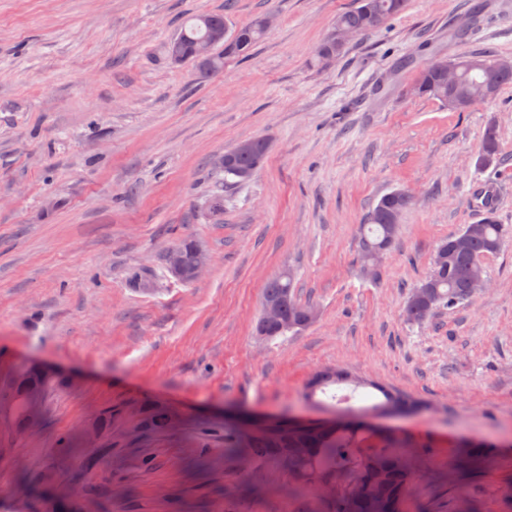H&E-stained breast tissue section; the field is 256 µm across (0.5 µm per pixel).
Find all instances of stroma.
<instances>
[{
  "mask_svg": "<svg viewBox=\"0 0 512 512\" xmlns=\"http://www.w3.org/2000/svg\"><path fill=\"white\" fill-rule=\"evenodd\" d=\"M357 0H0V383L14 367L55 368L61 387L23 436L0 428V512H47L73 495L86 512H304L273 462L251 476L224 455L225 415L296 422L381 401L378 415L417 449L405 512H512V236L485 256L484 290L423 324L403 318L443 240L484 214L471 191L492 183L512 228V84L468 112L411 90L398 69L420 49L512 59V0H409L407 10L324 66L314 49ZM223 13L229 29L272 15L244 59L205 79L172 65L167 41L188 15ZM468 28L449 42L448 32ZM501 158L477 163L488 126ZM269 143L247 183L215 161L240 141ZM412 203L376 277L361 271L360 226L380 198ZM223 195L224 213L209 201ZM184 239L210 256L193 283L166 255ZM295 273L318 310L305 331L254 333L268 280ZM155 279L132 288L131 270ZM369 380L308 398L321 369ZM161 402L178 419L140 428ZM116 409L96 468L60 457L59 439ZM497 445L495 465L451 483L465 441ZM26 477L37 495L17 497ZM379 392L383 395L384 401L375 404L372 408L377 411H388L391 409H399L407 414L415 412L416 404L408 397L393 393L384 387H380Z\"/></svg>",
  "mask_w": 512,
  "mask_h": 512,
  "instance_id": "obj_1",
  "label": "stroma"
}]
</instances>
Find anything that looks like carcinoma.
Listing matches in <instances>:
<instances>
[{
    "mask_svg": "<svg viewBox=\"0 0 512 512\" xmlns=\"http://www.w3.org/2000/svg\"><path fill=\"white\" fill-rule=\"evenodd\" d=\"M407 0H358V6L336 18L334 30L316 50L317 64L343 56L347 45H338L340 33L351 31L358 36L368 34L389 19L402 13ZM265 16L259 15L238 27L224 42L211 41L216 30H227L224 15L200 13L191 23L165 45L171 53L173 44L190 52L209 46L208 59L199 63L189 57L200 77L211 76L224 67L228 58H246L267 32ZM494 56L488 53L457 57L454 63L460 70L458 88L448 90L445 75L429 63L422 67L414 83L417 94L448 103V97L463 93L467 104L455 111H467L495 98L500 89L512 83V70L492 67ZM269 145L264 138L247 139L227 151L229 164L219 168L226 176L246 182L243 174H255L265 161ZM500 159V146L495 129L490 127L482 140L478 164L487 166ZM411 204V197L400 190L385 194L360 225L359 256L363 273L374 270L392 247L398 225L391 223L393 212L402 213ZM507 233L494 213L486 214L477 224H469L444 240L433 257L428 276L415 285L406 301L403 317L410 324H420L437 311L454 308L472 299V284L484 278L481 259L499 251ZM263 303L275 304L278 317L270 323L261 317L256 334L266 341L289 332L297 333L313 324L317 310L300 302L295 293L294 274L284 271L269 280L263 289ZM57 383V375L43 372L36 364H21L15 368L13 379L0 385V425L21 434L30 427L33 404L29 392L35 388L48 393ZM350 383L355 387L367 382L351 372L328 367L308 383L307 394L316 395L334 385ZM384 401L373 406L377 411L399 409L415 412L416 404L408 397L393 393L372 383ZM173 421V412L153 404L142 420L144 427L162 432ZM224 454L244 465L268 460L283 462L292 481L289 490L299 494L309 488L324 490V512H403L409 492L412 472L404 462L412 459L411 445L390 433L375 434L362 425L272 420L258 428L238 422L224 423Z\"/></svg>",
    "mask_w": 512,
    "mask_h": 512,
    "instance_id": "cac0c4a2",
    "label": "carcinoma"
}]
</instances>
